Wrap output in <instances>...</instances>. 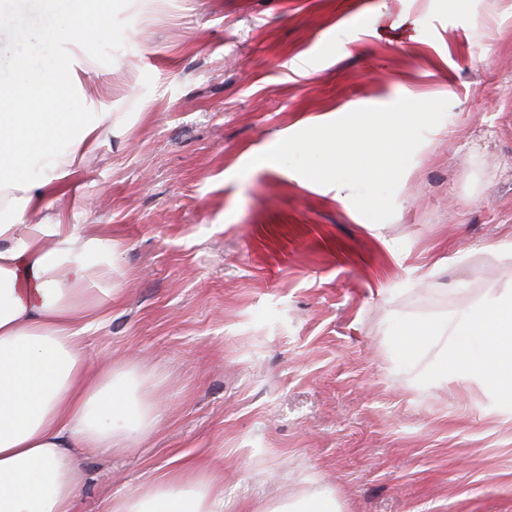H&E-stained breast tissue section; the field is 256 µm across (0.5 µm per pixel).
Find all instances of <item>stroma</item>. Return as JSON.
Masks as SVG:
<instances>
[{
	"instance_id": "1",
	"label": "stroma",
	"mask_w": 512,
	"mask_h": 512,
	"mask_svg": "<svg viewBox=\"0 0 512 512\" xmlns=\"http://www.w3.org/2000/svg\"><path fill=\"white\" fill-rule=\"evenodd\" d=\"M8 0L0 86L68 63L52 111L112 115L40 219L118 242L91 363L153 386L157 422L76 454L77 512L179 475L223 512L319 493L339 512H512V394L402 328L512 304V0ZM445 99L382 223L272 162L284 138Z\"/></svg>"
}]
</instances>
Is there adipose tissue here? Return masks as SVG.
Masks as SVG:
<instances>
[{
  "instance_id": "ef3b65f1",
  "label": "adipose tissue",
  "mask_w": 512,
  "mask_h": 512,
  "mask_svg": "<svg viewBox=\"0 0 512 512\" xmlns=\"http://www.w3.org/2000/svg\"><path fill=\"white\" fill-rule=\"evenodd\" d=\"M67 81L44 80L32 98L18 100L0 121V512H73L84 473L78 448H124L149 433L155 406L145 379L130 366L89 363L85 333L101 322L121 294L113 264L114 242L88 234L84 225L26 222L29 209H46L63 194L62 174L112 128L99 113L81 134L49 112L66 94ZM37 102L41 111H30ZM69 137V149L44 150L48 174L30 183L27 166L50 134ZM406 346L421 336H474L479 355L460 354L468 372L512 392V306L489 303L456 320L410 326ZM209 484L171 479L108 504L106 512H220Z\"/></svg>"
}]
</instances>
